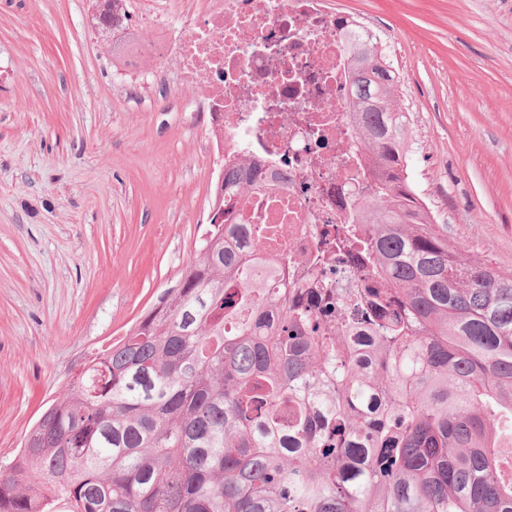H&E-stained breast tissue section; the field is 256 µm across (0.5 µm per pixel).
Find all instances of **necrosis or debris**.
<instances>
[{"mask_svg":"<svg viewBox=\"0 0 512 512\" xmlns=\"http://www.w3.org/2000/svg\"><path fill=\"white\" fill-rule=\"evenodd\" d=\"M168 24L145 15L129 78L157 64ZM170 53L192 111L207 120L217 175L247 157L255 164L230 223L270 239L261 257L281 261L289 280L315 275L332 295L354 297L353 264L315 263L373 188L349 111L350 51L328 0H207Z\"/></svg>","mask_w":512,"mask_h":512,"instance_id":"4bbe7bcc","label":"necrosis or debris"}]
</instances>
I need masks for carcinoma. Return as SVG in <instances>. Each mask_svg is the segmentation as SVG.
Segmentation results:
<instances>
[{"label":"carcinoma","instance_id":"obj_1","mask_svg":"<svg viewBox=\"0 0 512 512\" xmlns=\"http://www.w3.org/2000/svg\"><path fill=\"white\" fill-rule=\"evenodd\" d=\"M108 40L129 0H101ZM351 43L372 196L356 298L264 275L210 222L178 285L98 352L0 466V512H512V271L448 238L407 172L380 40ZM374 333L358 347L352 326Z\"/></svg>","mask_w":512,"mask_h":512}]
</instances>
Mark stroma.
Masks as SVG:
<instances>
[{"mask_svg":"<svg viewBox=\"0 0 512 512\" xmlns=\"http://www.w3.org/2000/svg\"><path fill=\"white\" fill-rule=\"evenodd\" d=\"M401 81L437 223L512 270V0H333ZM94 0H0V460L92 353L175 286L213 190L173 59L137 82Z\"/></svg>","mask_w":512,"mask_h":512,"instance_id":"1","label":"stroma"}]
</instances>
